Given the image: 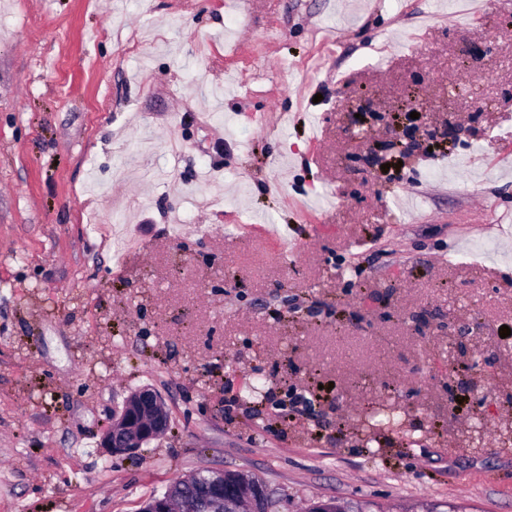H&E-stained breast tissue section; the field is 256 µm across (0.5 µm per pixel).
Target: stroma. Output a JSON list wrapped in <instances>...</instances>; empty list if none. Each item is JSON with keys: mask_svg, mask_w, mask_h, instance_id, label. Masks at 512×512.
<instances>
[{"mask_svg": "<svg viewBox=\"0 0 512 512\" xmlns=\"http://www.w3.org/2000/svg\"><path fill=\"white\" fill-rule=\"evenodd\" d=\"M470 9L0 0V512L215 468L512 512V8ZM144 386L167 431L109 454Z\"/></svg>", "mask_w": 512, "mask_h": 512, "instance_id": "1", "label": "stroma"}]
</instances>
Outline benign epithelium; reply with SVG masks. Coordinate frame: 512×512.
Listing matches in <instances>:
<instances>
[{"label": "benign epithelium", "mask_w": 512, "mask_h": 512, "mask_svg": "<svg viewBox=\"0 0 512 512\" xmlns=\"http://www.w3.org/2000/svg\"><path fill=\"white\" fill-rule=\"evenodd\" d=\"M119 421L133 425L134 434L119 440L111 426L103 434L101 447L109 449L112 454H132L138 451L161 435L168 426L167 409L161 394L149 387L134 391L125 399L119 412ZM227 482L237 491L253 497L266 507L269 506L268 494L263 485L243 472L234 473L227 478L224 471H213L211 492L216 498L224 499V485Z\"/></svg>", "instance_id": "7a95c632"}]
</instances>
